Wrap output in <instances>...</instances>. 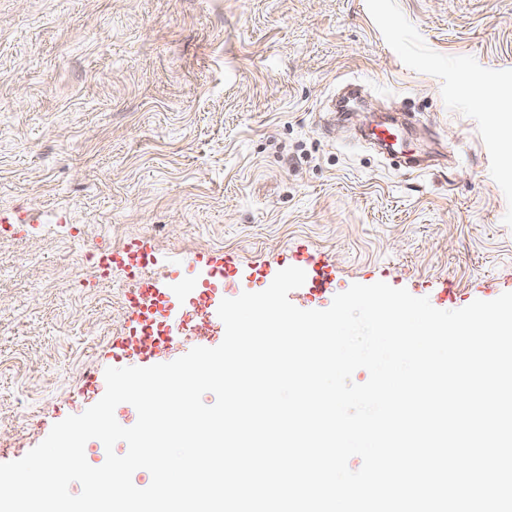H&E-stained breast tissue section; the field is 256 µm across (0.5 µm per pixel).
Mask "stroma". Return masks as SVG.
<instances>
[{"label": "stroma", "instance_id": "obj_1", "mask_svg": "<svg viewBox=\"0 0 512 512\" xmlns=\"http://www.w3.org/2000/svg\"><path fill=\"white\" fill-rule=\"evenodd\" d=\"M407 121L421 166L364 137ZM512 0H0V463L105 393L109 367L218 346L182 296L168 347L123 357L137 279L213 258L224 290L298 267L327 309L385 282L440 310L512 292ZM149 257L152 259L151 253L145 248H137L136 250L129 251H115L107 250L101 252L99 256V265L105 269H112V267H130L131 269L138 268L141 261Z\"/></svg>", "mask_w": 512, "mask_h": 512}]
</instances>
